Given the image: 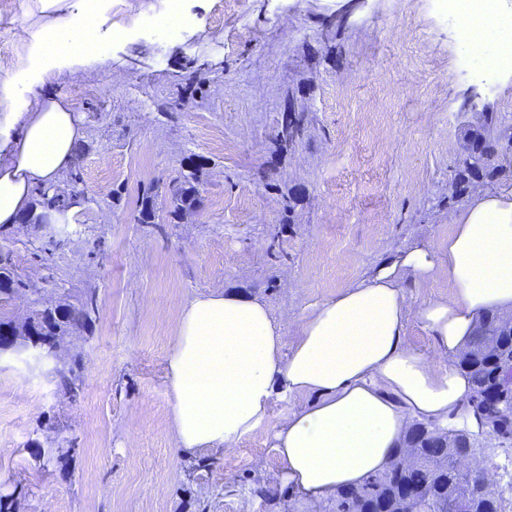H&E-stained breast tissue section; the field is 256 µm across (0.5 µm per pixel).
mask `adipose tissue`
I'll return each instance as SVG.
<instances>
[{
  "instance_id": "adipose-tissue-1",
  "label": "adipose tissue",
  "mask_w": 512,
  "mask_h": 512,
  "mask_svg": "<svg viewBox=\"0 0 512 512\" xmlns=\"http://www.w3.org/2000/svg\"><path fill=\"white\" fill-rule=\"evenodd\" d=\"M108 0H29L30 66L53 64L96 42ZM14 82L0 80V229L30 213L37 188L61 181L85 138L82 119L59 97L31 91L13 107ZM448 250L422 245L381 263L306 315L287 337L258 296L213 292L181 311L168 360L172 422L180 447L228 449L272 427L287 481L312 512L337 490L383 474L412 424L480 436L460 353L488 313H512V188L482 189L448 217ZM447 277L448 298L409 311L405 277ZM434 352L406 341L409 321ZM293 406L277 422V400Z\"/></svg>"
}]
</instances>
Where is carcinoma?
Returning <instances> with one entry per match:
<instances>
[{
    "label": "carcinoma",
    "instance_id": "1",
    "mask_svg": "<svg viewBox=\"0 0 512 512\" xmlns=\"http://www.w3.org/2000/svg\"><path fill=\"white\" fill-rule=\"evenodd\" d=\"M307 128V115H302L300 125L281 129L280 142L284 149L293 148L302 139ZM84 150H79L69 172L72 188L60 196H44L45 207H66L73 202L83 203L84 195L77 189L81 181L80 164ZM512 125L499 123L493 114L483 115L480 123L465 133L461 157L451 182L452 197H466L484 181L512 179ZM197 170L179 171L174 179L178 184L168 211L169 223H176L178 211L197 202L195 181ZM156 216L154 195L147 191L134 221L149 224ZM10 252L0 250V295L18 288ZM61 312L51 310L50 315L37 317L36 328L39 344H53L59 336H81L93 323L92 312L97 309L94 294L85 295L79 306L68 303L58 305ZM458 366L465 371L473 385V395L496 387V372L501 381H512V321L498 315L486 314L478 322L475 336L468 349L458 359ZM61 387L71 400H76L83 388L77 369L71 367L61 372ZM484 426V433H491L503 441L512 436V423L499 420L495 414L485 415L475 411ZM406 445L414 451L413 466L403 463L404 452L395 454L386 473L367 481L363 486L336 494L331 508L337 512H447L452 498L461 494V455L470 454L478 444L466 433H441L429 424L411 427ZM473 479L467 496L468 512H499L498 500L485 493L488 475L485 468Z\"/></svg>",
    "mask_w": 512,
    "mask_h": 512
}]
</instances>
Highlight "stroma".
I'll return each instance as SVG.
<instances>
[{
  "instance_id": "stroma-1",
  "label": "stroma",
  "mask_w": 512,
  "mask_h": 512,
  "mask_svg": "<svg viewBox=\"0 0 512 512\" xmlns=\"http://www.w3.org/2000/svg\"><path fill=\"white\" fill-rule=\"evenodd\" d=\"M26 0L0 13V78L29 84L19 29ZM176 39L112 0L101 51L66 60L42 85L83 117L85 201L45 257L43 229L0 232L23 299L0 318L94 292L88 335L37 367L0 356V500L10 512H308L264 427L227 451H188L172 426L166 366L193 298L261 297L285 333L390 253L447 250L448 189L481 113L512 124V72L458 42L448 0H182ZM125 29L123 38L113 29ZM309 122L280 147L287 107ZM204 158L198 203L166 221L183 159ZM153 190L156 224L133 220ZM79 364L69 401L59 372ZM71 447L67 462L45 449Z\"/></svg>"
}]
</instances>
